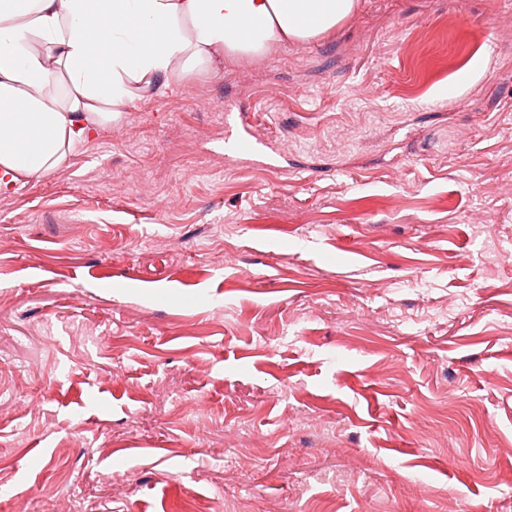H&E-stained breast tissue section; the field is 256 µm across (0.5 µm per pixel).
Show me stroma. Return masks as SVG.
<instances>
[{
	"mask_svg": "<svg viewBox=\"0 0 512 512\" xmlns=\"http://www.w3.org/2000/svg\"><path fill=\"white\" fill-rule=\"evenodd\" d=\"M361 2L0 189V512H512V0ZM238 118L243 133L233 142L232 150L246 154L265 156L268 159V162L265 163L266 167L275 169V161L269 152V150L273 151L269 139L259 133L246 121L245 113H243L241 109H239Z\"/></svg>",
	"mask_w": 512,
	"mask_h": 512,
	"instance_id": "35a3bbf8",
	"label": "stroma"
}]
</instances>
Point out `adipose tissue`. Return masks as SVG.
Here are the masks:
<instances>
[{
  "label": "adipose tissue",
  "mask_w": 512,
  "mask_h": 512,
  "mask_svg": "<svg viewBox=\"0 0 512 512\" xmlns=\"http://www.w3.org/2000/svg\"><path fill=\"white\" fill-rule=\"evenodd\" d=\"M360 0H0V170L64 165L139 88L335 31Z\"/></svg>",
  "instance_id": "adipose-tissue-1"
}]
</instances>
